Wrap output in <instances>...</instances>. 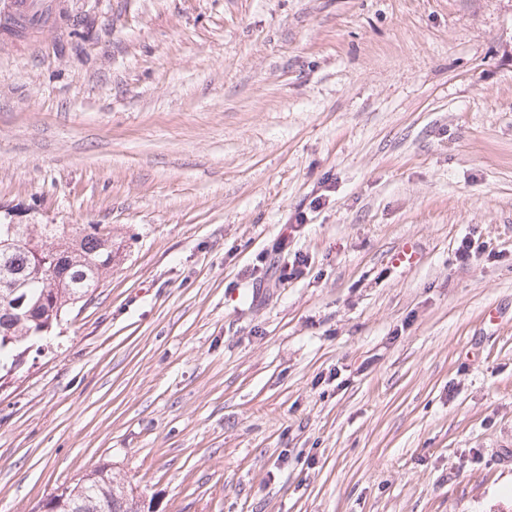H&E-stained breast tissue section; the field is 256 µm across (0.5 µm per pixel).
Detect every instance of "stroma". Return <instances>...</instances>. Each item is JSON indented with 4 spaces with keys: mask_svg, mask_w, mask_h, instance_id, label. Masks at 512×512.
Instances as JSON below:
<instances>
[{
    "mask_svg": "<svg viewBox=\"0 0 512 512\" xmlns=\"http://www.w3.org/2000/svg\"><path fill=\"white\" fill-rule=\"evenodd\" d=\"M62 3L0 32V224L113 259L0 377V512H512V0ZM285 226L288 230V224H285ZM287 230L279 233L272 244V251L284 258V262L277 272V282L281 285L302 278L308 272L310 266L308 257L301 253L295 252L291 261L288 258L291 233L288 234ZM105 469L106 467H98L77 479L76 482L69 485H62L63 487L68 486L72 491H75L68 497L67 494L69 490L65 494L61 495L63 488L57 489L42 501L38 511L51 512L48 509L57 503L63 507L57 512H68L65 511L64 508L71 512H91V510H99L98 505H94V503L89 499L78 494V490L76 489L79 488L82 494L92 497L97 501V503H102L104 505L105 510L107 511L101 512H138V510L134 508L133 503L129 504L123 501L122 491L119 487V483L121 481L125 484L123 479H119L116 487H112L114 474L112 476L109 471H106ZM113 491H115V494ZM65 500H67V502L64 503ZM48 502H50L49 505L44 508V505Z\"/></svg>",
    "mask_w": 512,
    "mask_h": 512,
    "instance_id": "obj_1",
    "label": "stroma"
}]
</instances>
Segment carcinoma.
Returning <instances> with one entry per match:
<instances>
[{
  "instance_id": "carcinoma-1",
  "label": "carcinoma",
  "mask_w": 512,
  "mask_h": 512,
  "mask_svg": "<svg viewBox=\"0 0 512 512\" xmlns=\"http://www.w3.org/2000/svg\"><path fill=\"white\" fill-rule=\"evenodd\" d=\"M50 15L47 8L27 22L7 16L0 20V27L18 36L46 23ZM14 239L15 244L0 248V370L15 365V346L6 337L26 336L36 328V320L50 319L79 297H92L102 275L112 267V237L93 224H19ZM53 267L64 276L62 288L43 282L44 272ZM17 284L26 290L24 308L31 313L29 320H20L12 306L15 298L10 289ZM112 479L105 468L98 467L69 488L94 498L107 512H138L134 504L123 501Z\"/></svg>"
}]
</instances>
